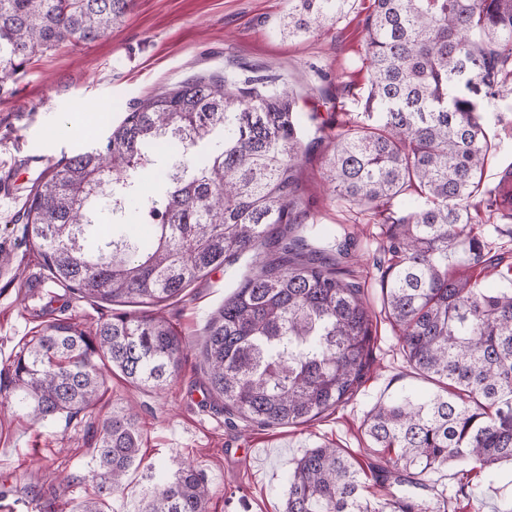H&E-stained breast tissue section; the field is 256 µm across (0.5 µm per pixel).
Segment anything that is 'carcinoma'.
<instances>
[{
  "mask_svg": "<svg viewBox=\"0 0 512 512\" xmlns=\"http://www.w3.org/2000/svg\"><path fill=\"white\" fill-rule=\"evenodd\" d=\"M349 0H293L288 36L318 33ZM130 0H0V89L34 56L63 43H91L122 25ZM369 102L375 125L334 142L325 191L377 210L388 225L382 282L386 319L406 362L437 391L399 394L366 415L369 448L396 456L393 471L363 466L340 448L308 449L288 475L285 512H449L417 500L418 476L448 464L479 500L475 469L512 463V279L493 293L453 271L467 254L484 262L485 241L468 207L481 186L491 141L480 97L512 74V0H373L366 24ZM296 92L248 70L186 79L148 96L104 140L40 177L26 208L25 243L53 281L82 298L159 305L198 278L250 258L241 281L207 325L202 357L210 391L263 426L305 425L347 402L373 364V317L362 288L340 277L332 255L301 235L299 162L312 149L299 133ZM159 167L155 194L138 173ZM414 192L429 202L394 218L384 205ZM106 199L112 225L94 234L92 203ZM153 228L143 241L123 223ZM188 343L165 319L122 311L90 330L52 321L25 342L0 386V407L35 425L92 410L106 375L163 391ZM132 407L113 411L95 436L96 492L75 512H105L140 464ZM397 488L371 506L367 476ZM210 489L193 465L159 476L145 512H206Z\"/></svg>",
  "mask_w": 512,
  "mask_h": 512,
  "instance_id": "1",
  "label": "carcinoma"
}]
</instances>
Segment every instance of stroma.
<instances>
[{
	"instance_id": "1",
	"label": "stroma",
	"mask_w": 512,
	"mask_h": 512,
	"mask_svg": "<svg viewBox=\"0 0 512 512\" xmlns=\"http://www.w3.org/2000/svg\"><path fill=\"white\" fill-rule=\"evenodd\" d=\"M372 3L350 0L325 33L291 39L283 32L290 0H132L124 23L109 36L60 45L26 65L0 92V184L9 183L16 195L0 210V249L13 256L11 264L0 266V381L22 343L45 322L67 318L91 327L112 315L111 305L79 298L53 282L26 247L21 215L37 178L94 146L140 99L201 73L232 75L244 66L279 76L301 94L304 140L314 137L320 121L349 128L376 123L378 108L368 102L363 65ZM81 106L102 108V120L78 114ZM480 117L496 145L485 166L487 190L512 169V79L483 98ZM332 150V142L324 141L301 162L315 224L306 241L325 250L346 244L339 267L345 278L362 285L377 312L383 227L371 210L325 193V161ZM479 221L491 250L472 275L478 287L496 288L500 271L512 267V218L483 209ZM237 286L235 268L223 267L161 309L192 347L165 390L136 387L113 374L97 408L76 418L41 428L22 414H0V512H43L49 503L55 512H70L92 492L96 428L106 414L129 404L139 418L143 464L113 496L112 512H142L153 490L148 466L171 474L183 460L194 464L211 490L207 512H284L288 473L308 448L327 444L368 463L363 423L369 409L403 391H432L405 363L396 333L381 320L375 362L349 402L298 427H259L243 420L210 394L196 353L208 319Z\"/></svg>"
}]
</instances>
